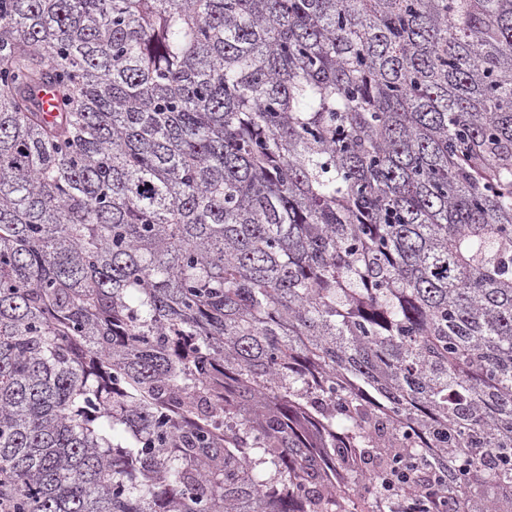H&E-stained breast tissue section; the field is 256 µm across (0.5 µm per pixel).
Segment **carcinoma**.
<instances>
[{
    "mask_svg": "<svg viewBox=\"0 0 512 512\" xmlns=\"http://www.w3.org/2000/svg\"><path fill=\"white\" fill-rule=\"evenodd\" d=\"M0 482L512 512V0H0Z\"/></svg>",
    "mask_w": 512,
    "mask_h": 512,
    "instance_id": "1",
    "label": "carcinoma"
}]
</instances>
